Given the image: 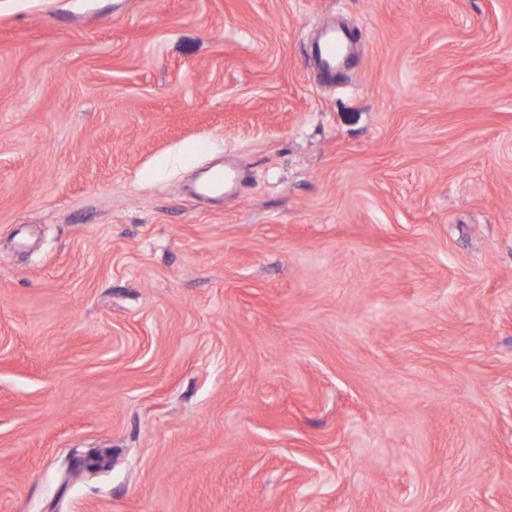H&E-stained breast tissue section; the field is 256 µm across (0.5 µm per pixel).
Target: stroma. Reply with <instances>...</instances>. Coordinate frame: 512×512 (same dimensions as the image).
<instances>
[{
	"mask_svg": "<svg viewBox=\"0 0 512 512\" xmlns=\"http://www.w3.org/2000/svg\"><path fill=\"white\" fill-rule=\"evenodd\" d=\"M0 512H512V0H0ZM349 50L348 32L344 29L329 27L313 44L310 54L323 73L336 75V72L341 71L347 65ZM236 178L235 172L226 168L212 170L206 181L202 184L201 190L204 193L223 192Z\"/></svg>",
	"mask_w": 512,
	"mask_h": 512,
	"instance_id": "1",
	"label": "stroma"
}]
</instances>
